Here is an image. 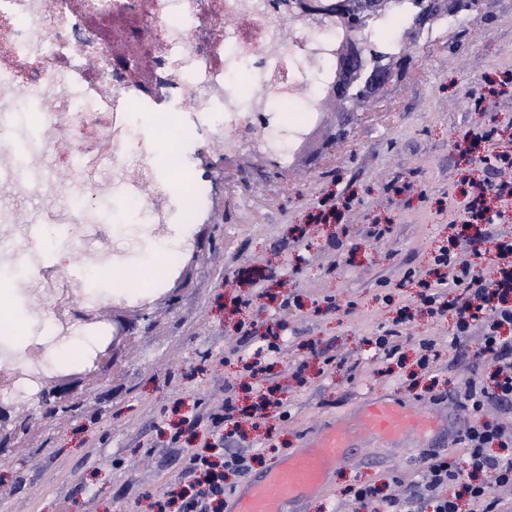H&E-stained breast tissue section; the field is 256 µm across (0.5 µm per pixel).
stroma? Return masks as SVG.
<instances>
[{
	"instance_id": "1",
	"label": "stroma",
	"mask_w": 512,
	"mask_h": 512,
	"mask_svg": "<svg viewBox=\"0 0 512 512\" xmlns=\"http://www.w3.org/2000/svg\"><path fill=\"white\" fill-rule=\"evenodd\" d=\"M478 15V25L452 24L429 48L421 72L407 70L380 92L371 108L388 110L387 121L363 120L333 149L313 142L288 174L246 155L239 169L225 171L223 132L183 129L214 159V190L205 222L170 225L168 237L204 232L201 256L183 285L171 277L159 288L143 282L150 329L138 333L116 372L102 375L78 410L31 415L25 451L0 458V512H153L157 494L183 483L189 451L208 439L225 399L247 403L248 348L239 337H261L279 322L287 326L281 351L261 385L281 392L286 407L247 424L238 447L261 459L248 474L229 476L225 505L372 397L416 408L435 426L395 444L361 442L321 492L297 503L298 512H354L346 488L356 482L375 485L383 497L400 493L421 476L430 448L463 460L464 416L444 393L481 381L482 369L449 348L454 321L420 308L404 274L426 270L431 251L462 230L456 219L466 165L456 143L481 119L512 133V0H482ZM479 85L496 93L493 111L482 117ZM406 181L421 194L395 195L394 185ZM348 195L354 203L335 223H317L320 211ZM99 208L103 227L119 225V243L146 264L149 224L127 221L108 196ZM381 225L391 231L379 240L374 229ZM78 254V241L61 233L41 240L36 256L17 258L27 269L53 266L105 298L123 296L120 278L105 277ZM400 318L408 363L392 367L368 340ZM424 339L442 356L430 375L414 379L409 362ZM191 416L199 424L181 430Z\"/></svg>"
}]
</instances>
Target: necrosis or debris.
Segmentation results:
<instances>
[{
  "instance_id": "4bbe7bcc",
  "label": "necrosis or debris",
  "mask_w": 512,
  "mask_h": 512,
  "mask_svg": "<svg viewBox=\"0 0 512 512\" xmlns=\"http://www.w3.org/2000/svg\"><path fill=\"white\" fill-rule=\"evenodd\" d=\"M139 12L141 40L153 45L146 87L127 84L80 19L91 14L120 19ZM287 6L270 12L266 0H0V192L19 188L43 200L34 221L47 226L93 224L98 196L109 194L154 224H194L208 197L199 179H155L154 158L164 152L168 170L186 165L184 138L176 128L184 114H203L224 130L227 148L251 139L247 127L256 106L273 113L294 103L302 118L294 130L312 127L323 88L336 78L335 31L303 28L296 41H278ZM318 45V65L307 50ZM41 112L38 139L19 152L9 132L19 105ZM147 114L167 130L164 149L138 130ZM67 131L66 151L83 156L68 181L46 165L56 150V129ZM29 179L17 181V166Z\"/></svg>"
}]
</instances>
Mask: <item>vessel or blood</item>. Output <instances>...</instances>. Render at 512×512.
I'll return each mask as SVG.
<instances>
[{"mask_svg": "<svg viewBox=\"0 0 512 512\" xmlns=\"http://www.w3.org/2000/svg\"><path fill=\"white\" fill-rule=\"evenodd\" d=\"M433 425L415 408L385 399L365 401L353 422L332 428L312 447L295 452L264 474L237 499L232 512H289L307 493L320 488L327 472L358 440L393 442Z\"/></svg>", "mask_w": 512, "mask_h": 512, "instance_id": "b4317fda", "label": "vessel or blood"}]
</instances>
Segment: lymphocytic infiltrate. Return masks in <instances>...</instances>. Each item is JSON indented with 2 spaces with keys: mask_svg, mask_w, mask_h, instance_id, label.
I'll return each mask as SVG.
<instances>
[{
  "mask_svg": "<svg viewBox=\"0 0 512 512\" xmlns=\"http://www.w3.org/2000/svg\"><path fill=\"white\" fill-rule=\"evenodd\" d=\"M494 128L477 124L466 139L482 147L479 163L482 178L469 183L467 203L461 215L464 224L490 227L503 223L494 200L512 198V149L496 147ZM497 260L490 273H483L469 255L439 246L432 255L434 278L417 280L418 297L429 312L442 315L454 311L456 332L450 345L456 352L466 350L473 332L481 334V351L494 368L491 384L467 382L453 397L468 420L460 441L466 453L463 462L430 449L424 452L426 480L415 482L402 498H377L374 487L356 484L348 493L357 512H459L456 500L443 495V488L462 484L479 512H504L497 495L502 487H512V461L490 454V445L512 447V435L496 422L481 420L486 404L512 405V337L501 335L502 327L512 328V239L497 240ZM238 408L225 400L224 411L211 421L210 439L203 447L192 449L186 475L187 485L172 487L157 495L155 512H223L224 472L231 469L247 473V457L225 445V425H238Z\"/></svg>",
  "mask_w": 512,
  "mask_h": 512,
  "instance_id": "f902f5d3",
  "label": "lymphocytic infiltrate"
}]
</instances>
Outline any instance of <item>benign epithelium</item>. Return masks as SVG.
I'll return each instance as SVG.
<instances>
[{
	"label": "benign epithelium",
	"mask_w": 512,
	"mask_h": 512,
	"mask_svg": "<svg viewBox=\"0 0 512 512\" xmlns=\"http://www.w3.org/2000/svg\"><path fill=\"white\" fill-rule=\"evenodd\" d=\"M406 10L404 35L412 40L432 33L445 23L476 11L480 0H293L291 21L282 30V37L292 41L298 27L323 29L332 25L338 28L336 37V81L329 85L321 98L320 119L311 131L299 135V144L288 140V133L278 138L288 142L292 159H297L311 145L319 132H325L326 142H336L349 135L344 127L329 128L325 116L342 113L347 121L354 120L374 91L399 75L406 65L402 53L379 52L365 38L378 21L395 14L403 4ZM137 40L125 36L123 49L113 56L116 68L125 71L128 78L145 81L149 74L133 65L138 55L134 51ZM59 317L65 332L72 321L80 324H97L104 320L103 307L96 304L78 307L69 312L60 308ZM136 324L122 315H112V339L84 366L83 371L52 375L43 371L37 376L38 391L30 397L13 389L15 380L32 375L26 365L15 366L8 377L0 379V457L16 451L20 432L26 428L25 411L38 404L47 414H65L75 403V393L88 389L94 380L114 368L122 351L133 339Z\"/></svg>",
	"instance_id": "7a95c632"
}]
</instances>
